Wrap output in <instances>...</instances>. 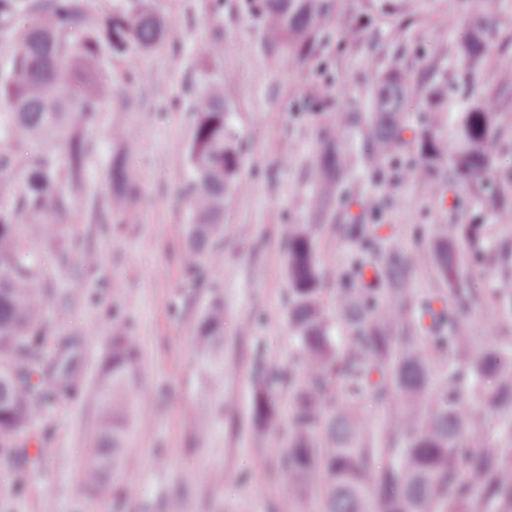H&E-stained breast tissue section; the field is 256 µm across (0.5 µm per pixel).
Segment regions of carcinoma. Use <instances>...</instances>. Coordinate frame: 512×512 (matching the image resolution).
<instances>
[{"label":"carcinoma","mask_w":512,"mask_h":512,"mask_svg":"<svg viewBox=\"0 0 512 512\" xmlns=\"http://www.w3.org/2000/svg\"><path fill=\"white\" fill-rule=\"evenodd\" d=\"M470 26L453 48L459 72L456 86L472 94L477 68L491 61L489 25L512 30V12L491 17L487 0H468ZM259 9L273 49L306 52L325 0H244ZM26 29L18 34L16 23ZM177 32L157 14L150 0H113L100 11L95 0H0V172L21 166L23 183L11 199L0 197V459L17 460L16 440L47 395L33 375L46 373L59 385L71 383L77 369L76 343L63 344L60 356L44 366L34 344L41 309L36 297L39 273L26 261L28 241L62 240L77 223L75 195L90 193L86 169L94 153L88 132L112 100V80L102 76L104 59L133 51L150 53ZM411 72L395 64L373 74V108L346 112L341 122L359 128L363 160L393 168L408 130L406 110ZM444 91L425 89L426 124L417 130L420 182L433 191L446 182L476 202L468 221L450 224L428 250L384 251L373 224H338L336 235L355 243L357 256L340 277L336 316L324 308L327 272L319 259L310 224H290L288 326L296 341L300 374L271 369L258 377L252 400L257 429L278 424L273 390L288 382L292 429L281 458L285 484L279 512H292L312 489L321 491L325 512H512V455L494 446L478 423V407H512V370L489 349H476L470 310L483 291L468 283L459 246L468 247L478 267L492 262L496 244L486 223L512 211V194L493 178L497 160L492 144L506 131L507 115L491 99L473 98L461 113L453 147L440 131ZM193 135L188 148L193 223L186 225L185 262L217 263L213 253L224 231V201L244 188L247 157L224 105V84L208 75L192 104ZM26 142L33 151L20 159L4 145ZM351 157L328 141L309 170L310 203L315 208L336 197ZM109 206L121 219L140 193L125 164L114 155L108 167ZM381 267L376 286L360 287L368 267ZM432 269L448 286L443 309L418 303L409 288L419 269ZM494 299L512 305V276L494 283ZM432 318V335L420 336V320ZM342 325L347 344L339 348L333 325ZM224 302L210 301L199 320L197 353L224 370ZM140 352L115 329L103 372V401L97 445L87 460L85 483L98 498L112 493V476L126 456L125 435L136 417L129 391L136 384ZM469 371V387L432 392V365ZM391 407L382 431L373 433L359 405L367 396Z\"/></svg>","instance_id":"1"}]
</instances>
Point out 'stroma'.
Returning a JSON list of instances; mask_svg holds the SVG:
<instances>
[{
  "label": "stroma",
  "mask_w": 512,
  "mask_h": 512,
  "mask_svg": "<svg viewBox=\"0 0 512 512\" xmlns=\"http://www.w3.org/2000/svg\"><path fill=\"white\" fill-rule=\"evenodd\" d=\"M320 23L319 42L307 58L266 48L262 21L243 0H154L179 31L177 40L150 54L133 53L107 67L112 106L92 133L97 153L89 181L101 199L76 200L80 223L67 232L68 256L53 241L30 243L39 266L37 297L44 334L37 345L52 357L60 340L81 339L76 389L47 398L27 438L50 448L24 464L0 462V512H272L284 484L280 458L291 427L287 387H280L276 431L259 432L252 420L257 367L299 369L288 328L287 250L283 227L311 224L321 261L335 271L326 285L335 312L339 275L356 250L337 240L335 218L358 213L371 196L387 202L379 221L387 246H428L440 225L465 219L467 197L445 203L425 185H408L359 163L356 131L339 130L341 112H367L372 67L399 63L427 83L451 85V55L468 22L466 0H345ZM224 45L218 66L200 53L212 40ZM233 91L228 110L245 146L246 184L224 215L219 266L184 263V228L191 221L186 190L187 146L193 116L188 106L210 68ZM122 126L114 142L112 126ZM332 137L355 156L334 199L316 211L307 203L306 174L319 145ZM122 153L141 186L128 221L106 206V161ZM500 246L477 285L492 287L512 274V218L489 221ZM86 287L63 296L72 272ZM224 299V371L196 357L198 320L213 294ZM477 341L512 361V315L482 308L474 315ZM139 346L136 387L147 423L132 427L119 488L101 499L84 487L82 467L95 445L96 391L114 328ZM230 401L224 413L189 420V407Z\"/></svg>",
  "instance_id": "obj_1"
}]
</instances>
